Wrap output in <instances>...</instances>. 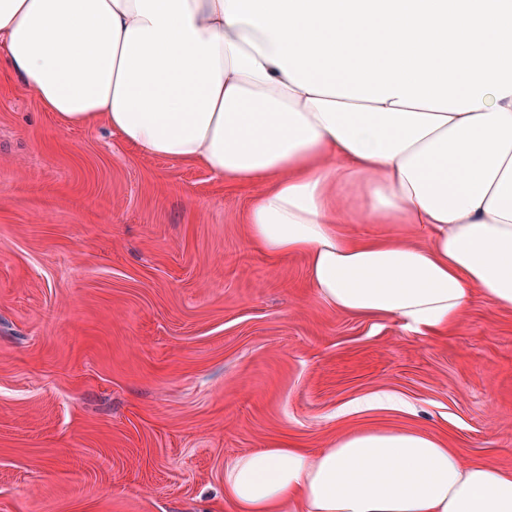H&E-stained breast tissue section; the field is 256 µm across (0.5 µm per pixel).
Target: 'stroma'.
Returning a JSON list of instances; mask_svg holds the SVG:
<instances>
[{"label":"stroma","mask_w":512,"mask_h":512,"mask_svg":"<svg viewBox=\"0 0 512 512\" xmlns=\"http://www.w3.org/2000/svg\"><path fill=\"white\" fill-rule=\"evenodd\" d=\"M259 186L67 128L0 49V512H231L224 466L405 426L512 471V311L432 340L249 241ZM384 389L413 414L349 415Z\"/></svg>","instance_id":"stroma-1"}]
</instances>
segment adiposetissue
<instances>
[{"label": "adipose tissue", "mask_w": 512, "mask_h": 512, "mask_svg": "<svg viewBox=\"0 0 512 512\" xmlns=\"http://www.w3.org/2000/svg\"><path fill=\"white\" fill-rule=\"evenodd\" d=\"M20 90L69 127L267 183L248 237L322 304L452 332L512 311V0H0ZM380 225L353 233L352 225ZM234 512H512V472L407 428L224 466Z\"/></svg>", "instance_id": "obj_1"}]
</instances>
